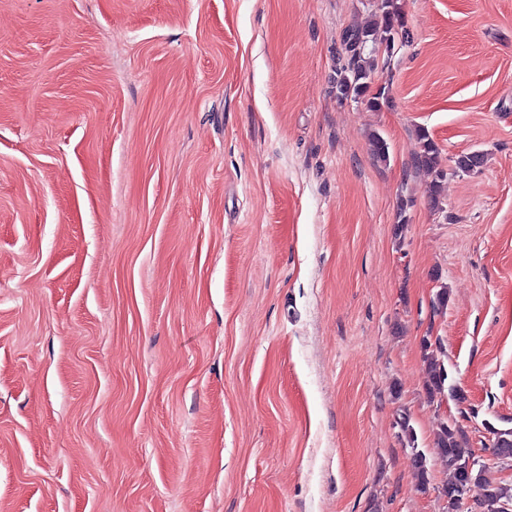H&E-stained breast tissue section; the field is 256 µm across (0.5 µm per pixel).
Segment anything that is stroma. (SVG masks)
<instances>
[{
	"instance_id": "stroma-1",
	"label": "stroma",
	"mask_w": 512,
	"mask_h": 512,
	"mask_svg": "<svg viewBox=\"0 0 512 512\" xmlns=\"http://www.w3.org/2000/svg\"><path fill=\"white\" fill-rule=\"evenodd\" d=\"M398 2L375 110L380 0H0V512H444L512 428V0ZM398 0H381L378 11L363 27L349 29L342 39V47L348 56V64L340 71L336 89L341 98L353 95L354 99L366 100L371 108H379L385 97V87H379L375 94H369L371 75L375 70L374 60L363 57L367 43L386 42L390 49L395 42L408 39L405 20L397 3ZM417 139L420 144V152L416 156V163L432 177L430 183L431 195L434 203L438 204L446 177V173L440 165L439 151L425 129L418 131ZM421 349L426 364L425 393L428 400L440 402L442 398H448L460 404L465 403L466 395L450 377L445 349L440 340L432 342L429 336H426L421 342ZM396 424L409 443L413 466L418 479V489L420 492H427L429 487V464L425 454L415 447L414 430L410 425L409 418L402 415ZM434 448H439V459L448 471V481L443 493L454 489L462 474V465L475 454L467 431L457 420L442 421L439 425Z\"/></svg>"
}]
</instances>
